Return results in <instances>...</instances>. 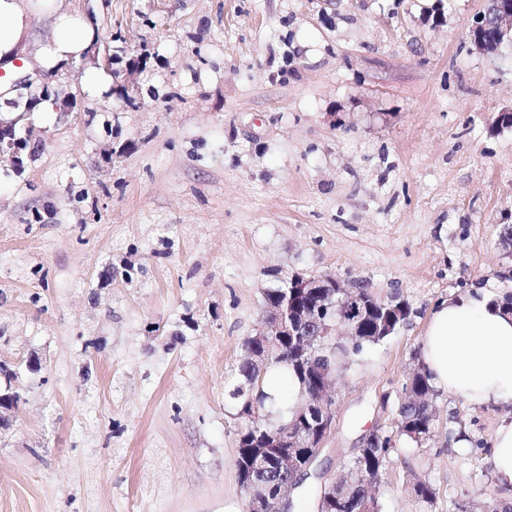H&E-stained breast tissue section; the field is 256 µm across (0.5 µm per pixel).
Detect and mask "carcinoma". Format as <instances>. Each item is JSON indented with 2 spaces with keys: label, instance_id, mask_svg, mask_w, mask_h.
<instances>
[{
  "label": "carcinoma",
  "instance_id": "obj_1",
  "mask_svg": "<svg viewBox=\"0 0 512 512\" xmlns=\"http://www.w3.org/2000/svg\"><path fill=\"white\" fill-rule=\"evenodd\" d=\"M357 288L360 289L361 302L383 311L386 315L399 318L397 324L401 325L409 319L412 308L407 300L399 296L382 299L361 284L357 285ZM308 340L312 342L315 355L330 359L331 364L336 366V372L339 373L346 361L359 355L365 346L379 344L386 340V337L373 335L370 324L367 323L358 341L349 345H341L330 336H310ZM255 342L256 339L253 336L244 342L246 355L240 365V379L229 391V396L237 402L238 416L241 420L237 433L239 481L243 482L251 478L259 483H265L270 488L273 483L278 481V478L271 475L265 480L259 476V473H251L248 463L249 449L252 448L257 433L283 428L293 422L295 409H289L286 419L279 423L265 418L263 414L257 420L250 418V408L256 407L262 411L266 407L267 400L270 399V396L262 388L263 372L271 368L282 370L291 380L297 382L300 397L303 399L312 391L313 382L298 358L286 348L274 352L270 361L261 370H252L247 367L248 352ZM403 388L411 389L412 395L400 401L398 407L399 426L396 434L385 432L383 433V437H385L383 442L371 448L359 450L348 464L345 476L337 480L336 484H329L321 490L320 512H381L377 497V482L373 480V476L384 470L397 442L402 439L416 443L426 440L434 423V413L430 408V401L437 394V390L431 385L429 376L422 365L415 366L408 373Z\"/></svg>",
  "mask_w": 512,
  "mask_h": 512
}]
</instances>
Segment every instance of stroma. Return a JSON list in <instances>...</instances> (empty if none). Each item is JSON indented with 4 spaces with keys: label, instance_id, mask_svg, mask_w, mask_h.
Listing matches in <instances>:
<instances>
[{
    "label": "stroma",
    "instance_id": "35a3bbf8",
    "mask_svg": "<svg viewBox=\"0 0 512 512\" xmlns=\"http://www.w3.org/2000/svg\"><path fill=\"white\" fill-rule=\"evenodd\" d=\"M486 0H62L89 55L15 80L0 155V512H246L226 381L288 274L362 280L413 312L336 379L294 498L315 512L363 436L394 432L433 304L512 294V34ZM110 86L91 99L88 71ZM53 99L55 111H39ZM382 512H484L512 407L438 392ZM466 438L468 448L456 447ZM429 482L421 502L414 479ZM494 10L488 8L481 16L478 24L470 30V36L476 47L482 50H495L498 48L499 38L512 31V2L510 0H494ZM481 30L493 31L496 41L491 38L484 39Z\"/></svg>",
    "mask_w": 512,
    "mask_h": 512
}]
</instances>
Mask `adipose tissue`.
<instances>
[{
    "label": "adipose tissue",
    "instance_id": "adipose-tissue-1",
    "mask_svg": "<svg viewBox=\"0 0 512 512\" xmlns=\"http://www.w3.org/2000/svg\"><path fill=\"white\" fill-rule=\"evenodd\" d=\"M34 15L52 29L36 52L41 69L56 70L89 53L95 29L81 14L60 10L57 0H0V70L17 71ZM421 362L436 389L473 406H512V312L484 291L442 300L425 323Z\"/></svg>",
    "mask_w": 512,
    "mask_h": 512
}]
</instances>
